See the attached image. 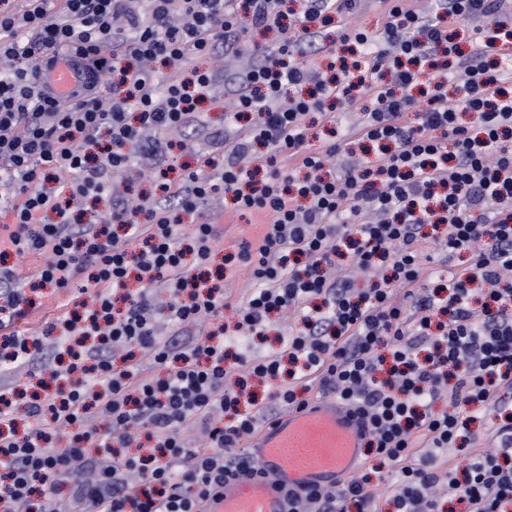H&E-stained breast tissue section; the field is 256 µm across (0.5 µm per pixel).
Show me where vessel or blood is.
I'll use <instances>...</instances> for the list:
<instances>
[{"label": "vessel or blood", "instance_id": "obj_1", "mask_svg": "<svg viewBox=\"0 0 512 512\" xmlns=\"http://www.w3.org/2000/svg\"><path fill=\"white\" fill-rule=\"evenodd\" d=\"M56 97L72 99L85 71L68 55L47 70ZM365 429L361 420L333 398H322L262 426L251 446L261 473L229 480L209 512H288L285 490L309 491L351 477L361 467Z\"/></svg>", "mask_w": 512, "mask_h": 512}]
</instances>
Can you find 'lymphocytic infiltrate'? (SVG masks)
<instances>
[{"mask_svg": "<svg viewBox=\"0 0 512 512\" xmlns=\"http://www.w3.org/2000/svg\"><path fill=\"white\" fill-rule=\"evenodd\" d=\"M382 31L354 25L356 0H26L0 7V198L13 221L0 253L40 255L31 277L0 269V372L46 366L56 393L33 394L32 423L15 437L13 401L0 387V512H204L226 480L254 468L241 442L279 411L319 390L363 421L366 447L396 471L395 512H465L512 505V9L505 0H379ZM250 18L249 27L236 19ZM478 22L468 48L447 17ZM337 24V39L324 34ZM275 29L259 60L232 72L225 121L250 116L222 159L180 181L159 168L154 194L133 192L137 158L171 151L160 135L204 125L198 103L215 72L190 57L239 53L250 29ZM86 73L60 102L39 78L59 52ZM342 103L361 113L333 127ZM332 130L309 142L310 115ZM373 157L322 175L353 139ZM260 214L257 245L225 254L255 288L239 330L190 345L187 323L224 315V289L200 268L216 242L209 220L183 233L184 215L216 193ZM109 198L97 222L87 198ZM446 225L438 246L466 255L448 296L420 294L429 276L425 226ZM375 272L354 291L337 260ZM83 286H76V279ZM51 287L71 307L64 335L19 328L31 292ZM303 327L261 360L224 350L261 333L271 316ZM266 380L269 403L241 414L239 388ZM448 397L452 412L428 407ZM505 419L487 445L451 455L468 407ZM200 429L203 445L184 436ZM380 494L354 477L288 496V512H376Z\"/></svg>", "mask_w": 512, "mask_h": 512, "instance_id": "1", "label": "lymphocytic infiltrate"}]
</instances>
